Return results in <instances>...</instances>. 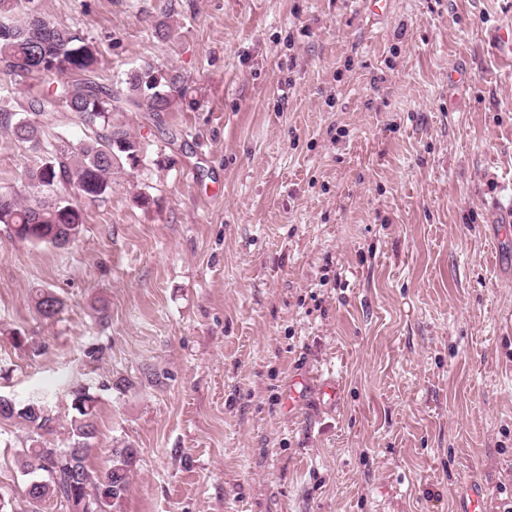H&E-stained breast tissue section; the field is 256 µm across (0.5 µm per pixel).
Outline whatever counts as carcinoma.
Segmentation results:
<instances>
[{
	"mask_svg": "<svg viewBox=\"0 0 512 512\" xmlns=\"http://www.w3.org/2000/svg\"><path fill=\"white\" fill-rule=\"evenodd\" d=\"M33 2L0 0V74L43 78L46 87L32 96L29 110L41 115L63 108L74 113L91 135L53 147L47 158L27 171V187L37 193L0 192V224L20 240L56 247L70 225L83 223L74 197L102 198L144 162L148 143L131 134L121 115L142 112L153 120L158 113L171 111L176 100L186 96L187 88L178 72L150 65L127 73L116 90H105L86 77L68 80L69 75L93 72L100 65L99 51L77 28L58 27L45 17L34 24ZM46 57L57 66L43 63ZM0 111L11 139L44 151L37 123L25 118L14 121L7 109L1 107ZM32 303L47 320L56 318L64 308L63 301L48 289L35 290ZM71 408L75 415L68 433L73 444L67 448H52L45 440L55 431V417L39 399L16 403L14 409L0 415L7 420L17 417L29 429L30 444L18 459L27 476V495L38 502L56 498L73 505L75 512L86 502L91 503L92 512H118L136 449H112L107 467L93 475L87 457L89 440L97 433V399L88 388L78 385L71 391Z\"/></svg>",
	"mask_w": 512,
	"mask_h": 512,
	"instance_id": "obj_1",
	"label": "carcinoma"
}]
</instances>
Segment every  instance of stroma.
<instances>
[{
	"label": "stroma",
	"mask_w": 512,
	"mask_h": 512,
	"mask_svg": "<svg viewBox=\"0 0 512 512\" xmlns=\"http://www.w3.org/2000/svg\"><path fill=\"white\" fill-rule=\"evenodd\" d=\"M364 2L35 0L98 47L96 82L149 64L189 88L161 124L129 114L148 156L75 198L70 245L0 224V393L43 397L63 448L89 388V467L137 451L122 512H456L469 479L512 512V71L488 42L512 0H390L377 23ZM34 118L56 145L87 132ZM32 163L0 129V190ZM28 443L0 420L8 512ZM36 311L47 320L56 318L63 310V301L48 289H37L32 296Z\"/></svg>",
	"instance_id": "35a3bbf8"
}]
</instances>
